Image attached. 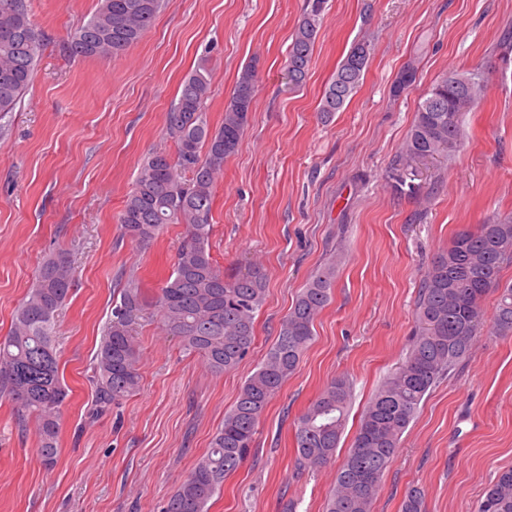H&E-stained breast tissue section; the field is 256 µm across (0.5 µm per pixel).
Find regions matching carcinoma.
<instances>
[{"mask_svg":"<svg viewBox=\"0 0 512 512\" xmlns=\"http://www.w3.org/2000/svg\"><path fill=\"white\" fill-rule=\"evenodd\" d=\"M29 0H0V27L8 19L10 37L0 36V121L10 117L31 84L44 42ZM165 0H97L92 17L69 32L66 52L75 58L112 57L137 44ZM325 0H306L288 51V89L308 78ZM370 44L354 45L336 67L324 90L320 113L328 119L350 102L362 84ZM408 63L392 87L398 97L416 79ZM255 65H246L224 109V121L211 127L206 112L212 92L208 58L182 81L178 98L165 116V129L176 152L145 158L118 224L121 234L141 244L156 240L169 224L185 226L171 274L152 299L140 283L127 279L112 307L93 361L96 406L102 410L133 395L140 385L139 350L133 326L149 309L162 331L180 339L207 368L221 374L236 368L253 340L255 314L266 297L260 267L231 277L211 254L213 206L224 159L234 154L253 112ZM484 93V72L476 67L445 74L416 110L403 147L392 162L395 183H403L410 163L452 155L460 141V119ZM512 263V217L459 232L438 254L418 291L417 331L410 350L364 406L347 455L336 473L323 512H372L385 469L401 435L425 395L465 358L484 322L482 298L499 293L493 330L512 334V285H500L502 268ZM336 264H324L296 297L280 324L266 359L244 382L223 425L194 470L167 500L163 512H207V504L227 476L246 459L260 418L271 398L293 374L313 340V324L329 304ZM74 287L71 254L61 250L41 265L35 281L13 315L10 332L0 337V397L9 399L36 423L39 453L51 466L58 455L60 409L68 397L55 348L56 318ZM353 383L332 379L295 423L296 467L322 466L339 447L352 398ZM401 512H424V493L409 489ZM477 512H512V469L490 482Z\"/></svg>","mask_w":512,"mask_h":512,"instance_id":"carcinoma-1","label":"carcinoma"}]
</instances>
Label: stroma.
Masks as SVG:
<instances>
[{
    "mask_svg": "<svg viewBox=\"0 0 512 512\" xmlns=\"http://www.w3.org/2000/svg\"><path fill=\"white\" fill-rule=\"evenodd\" d=\"M305 0H169L122 55L72 58L63 42L96 0H29L46 41L29 89L0 133V336L48 255L73 252L76 286L57 348L69 396L54 467L33 420L0 398V512H162L206 453L224 414L275 341L297 293L336 258L330 304L298 369L268 403L249 455L208 512H323L339 460L294 468V421L328 381L354 396L350 448L373 391L401 363L415 331L420 281L454 236L512 215V0H327L306 83L287 88L288 49ZM372 51L348 105L322 120L320 100L358 42ZM209 53L212 125L247 64L258 71L252 116L216 186L211 252L225 273L267 275L255 339L214 374L157 321L140 320L141 387L94 409L91 363L128 277L153 296L185 227L140 245L117 224L144 158L173 150L165 114L182 79ZM415 82L390 88L407 62ZM482 66L485 91L461 121L453 157L413 163L394 189L390 163L417 107L446 73ZM512 467V335L484 324L468 356L421 403L387 468L373 512H401L423 489L425 512H476Z\"/></svg>",
    "mask_w": 512,
    "mask_h": 512,
    "instance_id": "obj_1",
    "label": "stroma"
}]
</instances>
